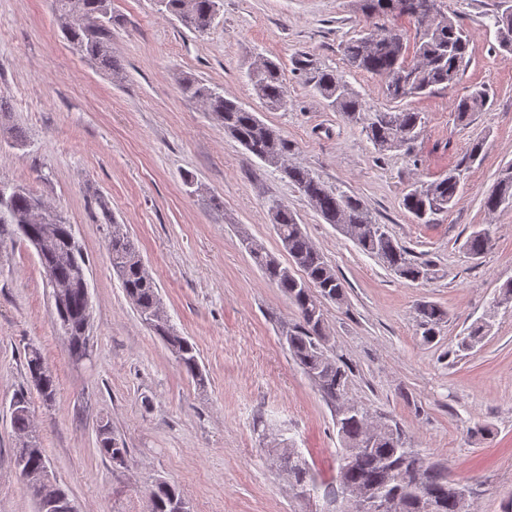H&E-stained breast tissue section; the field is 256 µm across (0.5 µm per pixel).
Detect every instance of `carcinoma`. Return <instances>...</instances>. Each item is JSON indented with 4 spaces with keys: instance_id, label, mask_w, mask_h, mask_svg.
<instances>
[{
    "instance_id": "1",
    "label": "carcinoma",
    "mask_w": 512,
    "mask_h": 512,
    "mask_svg": "<svg viewBox=\"0 0 512 512\" xmlns=\"http://www.w3.org/2000/svg\"><path fill=\"white\" fill-rule=\"evenodd\" d=\"M440 0H363V10L369 15L407 16L417 24L418 41L414 58H408L403 38L385 26H374L350 39L344 47L347 62L379 78L386 95L393 101L431 93L436 88L456 84L469 64V41L462 27L441 12ZM165 12L181 19L187 29L202 33L212 25L218 8L217 0H158ZM59 28L72 48L114 75L120 66L112 56V0H53ZM496 39L503 51L512 52V6L489 17ZM250 83L270 110H277L287 101V87L279 65L260 57L249 68ZM183 92L198 99L211 115L224 126V131L235 138L244 149L267 165L280 171L306 198L309 205L328 223L333 224L352 239L364 252L380 259L396 276L408 281L432 278L433 269L425 262L409 258L408 251L391 236L383 224H376L378 233L369 235L366 228L375 224L364 203L340 189H332L314 178L305 169L290 162V147L282 135L265 124L239 102L224 97V90L207 85L192 77L182 84ZM315 90L327 106L362 125L367 138L380 152L402 151L411 154L423 124L422 113L410 108L369 112L363 108L359 94L349 83L332 70H323L315 80ZM487 104V92L480 85L472 86L454 105L457 119L464 123ZM460 197V172L448 174L430 183L415 185L403 197V207L418 224H430L435 216L454 207ZM10 216L0 218V233L13 225L14 232L24 239L20 224H31L30 235L45 240V258L52 288L65 294L62 318L71 355L87 352L89 336L84 331L90 302L78 286L85 260L80 249L68 243V222L56 214L53 222L31 223L29 216L38 208L46 207L41 197L25 186H13L7 199ZM484 208L490 212L512 208V165L500 173L496 183L484 198ZM106 223L111 231L107 251L113 269L122 276L126 296L134 305L142 321L171 348L183 371L197 383H204L195 346L177 334L162 316L151 319L161 308L156 282L143 264L133 241L121 225L112 223L106 202H101ZM268 210L282 248L288 253L290 265L285 266L265 248L252 241L246 242L248 251L266 278L288 295L295 306L299 323L287 332L288 350L324 396L334 404L346 400L349 367L343 359L326 346L327 334L321 300L338 304L346 297L345 284L325 262L321 252L311 243L302 225L288 207L277 200L268 203ZM492 246L487 228L475 229L464 242L466 252L478 258ZM301 271L296 277L293 268ZM438 305L425 302L418 307L419 327L426 343L438 337L437 326L445 318ZM485 326L473 324L461 341V348L469 349L482 341ZM25 369L30 388L45 403L54 401L57 382L40 351L29 348ZM17 408L11 412L14 433L20 438L15 449V460L24 462L30 475L29 488L44 476L48 460L40 441H25L33 427L29 393L20 391L13 397ZM359 414L336 421L343 448L336 474L341 492L350 487L371 486L387 494L393 492L402 504L401 512H472V505L451 490L448 473L433 464L425 467L423 480L410 476L414 472L415 450L406 446L403 431L397 423L383 420L375 429L373 447L362 448L369 428L365 416L369 411L358 407ZM99 455L115 463L117 457L127 458L128 451L112 434L105 423L97 435ZM292 485L305 493L318 491L310 477L306 460L293 448L280 457ZM183 495L173 483L155 484L149 492V512H172V502Z\"/></svg>"
}]
</instances>
